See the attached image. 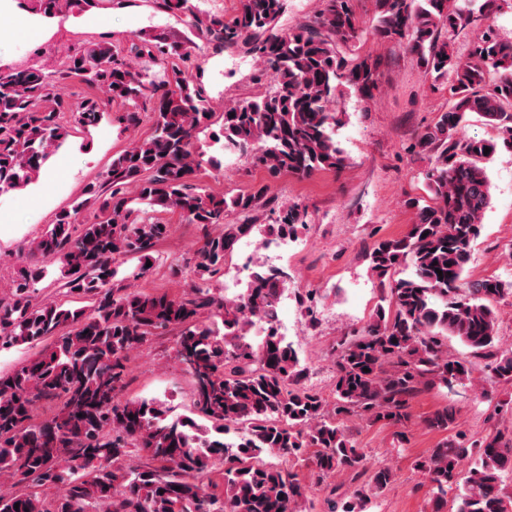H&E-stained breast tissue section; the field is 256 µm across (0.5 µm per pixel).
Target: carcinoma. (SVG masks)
Listing matches in <instances>:
<instances>
[{
	"label": "carcinoma",
	"mask_w": 512,
	"mask_h": 512,
	"mask_svg": "<svg viewBox=\"0 0 512 512\" xmlns=\"http://www.w3.org/2000/svg\"><path fill=\"white\" fill-rule=\"evenodd\" d=\"M501 2L377 0L374 40L405 41L426 74L436 82L450 77L452 85L448 109L412 146L431 157L424 175L428 198L405 200L415 216L408 233L376 241L367 254L380 279L381 304L361 332L339 344L330 409L318 394L295 388L304 368L275 321L288 273L261 265L232 298L211 288L234 241L263 232L260 211L269 188L221 194L192 183L203 164L221 167L195 146L215 117L201 84L179 65L195 42L171 47L138 37L135 57H177L160 78L136 68L109 42L67 55L56 71L0 67V188L36 181L49 154L68 138L59 121L60 80L78 78L134 107L141 99L154 103L151 135L112 156L84 196L55 215L20 257L9 293L0 296V351L42 347L0 373V512H297L304 491L297 474L264 456L298 459L310 448L318 477L341 475L353 484L342 512H355L367 493L391 486L392 473L368 471L365 453L344 435L343 417L398 424L419 392L469 379V363L448 358L450 338L485 361L490 382L512 383V353L498 347L494 307L512 294V283L464 276L491 203L483 163L499 144L512 152V40L488 25L461 54L446 37L488 20ZM34 3L36 13L56 17L79 13L91 0ZM154 3L186 17L193 35L217 51L247 48L261 63L257 81L275 79L273 90L224 105L223 153L299 178L344 165L332 105L342 86L367 98L377 88L376 63L354 52L359 25L351 0H322L313 23L288 30L277 28L285 0H242L229 21L199 16L192 0ZM474 114L496 131V140L466 135ZM99 120L94 102L76 109L82 127ZM90 206L98 211L94 220L76 223ZM157 208L176 211L204 231L188 262L195 281L180 296L138 289L149 272L146 262L169 233V225L139 217ZM231 213L242 223L224 224ZM306 218L305 210L289 205L268 231L293 236ZM214 225L225 229L212 235ZM129 258L137 263L127 264ZM50 266L66 293L84 305L38 298ZM400 268L411 273L393 278ZM167 332L176 333L177 357L195 380L188 415L172 414L157 399L124 396L133 353ZM41 401L55 402L57 411L39 421ZM453 421L446 408L428 426L446 431ZM234 427L242 436L231 443L225 435ZM134 454L146 462L125 465ZM466 458L470 466L463 471ZM218 461L224 464L221 496L205 483ZM417 469L430 482L432 512H444L452 487L457 512H512L503 488L512 473V435L501 430L470 445L447 438ZM49 487L62 493L42 497Z\"/></svg>",
	"instance_id": "cac0c4a2"
}]
</instances>
